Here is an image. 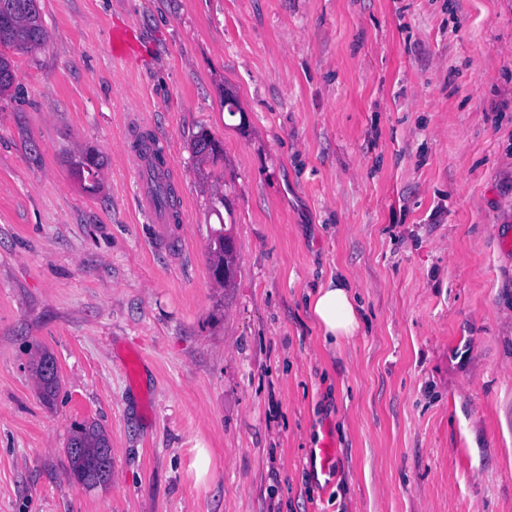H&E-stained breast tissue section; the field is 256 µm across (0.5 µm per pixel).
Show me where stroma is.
Instances as JSON below:
<instances>
[{
	"label": "stroma",
	"instance_id": "35a3bbf8",
	"mask_svg": "<svg viewBox=\"0 0 512 512\" xmlns=\"http://www.w3.org/2000/svg\"><path fill=\"white\" fill-rule=\"evenodd\" d=\"M39 7L47 44L0 95V512H512V0ZM121 24L143 55L113 57ZM145 132L179 177L166 243L121 152ZM336 275L363 327L327 350L303 300ZM83 422L112 448L92 487ZM192 150L200 161L211 160L212 163H215L221 152L218 140L207 130H201L194 136ZM220 226L219 229L214 230L210 242V270L224 268V278L215 280L224 283V287H227L234 275L236 251L233 238L229 230L226 229V225ZM46 359L55 360L51 354H49L48 352H43L39 357L38 361L36 362V364L34 365L33 369L38 380L42 397L46 401H50L54 398L58 391L59 377L58 370L56 375L53 374L55 373L57 368V363L55 361H47L43 366V371L46 373V375L42 373L41 365L42 362ZM108 442L107 435L95 423L81 424L72 430L66 452L70 474L76 482L90 486L93 481L105 482L110 478L112 457L107 460L106 464L103 463L107 471L101 477L94 480H91L90 477L98 465L101 453L105 458L111 455L112 448H106ZM73 447H77L79 450L73 451ZM100 448H102L101 453Z\"/></svg>",
	"mask_w": 512,
	"mask_h": 512
}]
</instances>
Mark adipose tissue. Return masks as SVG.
<instances>
[{
	"label": "adipose tissue",
	"instance_id": "obj_1",
	"mask_svg": "<svg viewBox=\"0 0 512 512\" xmlns=\"http://www.w3.org/2000/svg\"><path fill=\"white\" fill-rule=\"evenodd\" d=\"M306 310L321 332L324 347L333 349L360 328L356 292L342 276L328 279L306 295Z\"/></svg>",
	"mask_w": 512,
	"mask_h": 512
}]
</instances>
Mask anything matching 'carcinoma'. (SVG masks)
Listing matches in <instances>:
<instances>
[{"label":"carcinoma","mask_w":512,"mask_h":512,"mask_svg":"<svg viewBox=\"0 0 512 512\" xmlns=\"http://www.w3.org/2000/svg\"><path fill=\"white\" fill-rule=\"evenodd\" d=\"M47 31L42 23L38 0H0V94L8 91L14 83V70L9 51H32L45 47ZM192 150L200 160L216 161L221 148L218 140L208 131L202 130L194 136ZM210 268L224 269L222 283L227 284L234 275L236 253L233 238L226 225L214 230L210 242ZM53 356L44 352L34 365L42 397L50 401L59 388V377L45 375L41 365ZM107 435L95 423L81 424L72 430L66 448L71 477L78 483H93L90 474L101 458L100 449L106 447Z\"/></svg>","instance_id":"1"}]
</instances>
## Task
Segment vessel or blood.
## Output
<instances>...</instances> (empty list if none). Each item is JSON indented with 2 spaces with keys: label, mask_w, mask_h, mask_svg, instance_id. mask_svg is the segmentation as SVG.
Instances as JSON below:
<instances>
[{
  "label": "vessel or blood",
  "mask_w": 512,
  "mask_h": 512,
  "mask_svg": "<svg viewBox=\"0 0 512 512\" xmlns=\"http://www.w3.org/2000/svg\"><path fill=\"white\" fill-rule=\"evenodd\" d=\"M166 143L162 138H155L152 144L144 147H136L129 144L124 148V154L130 165L138 175V195L141 210L150 223L159 227V237L161 240H168L171 219L170 217L157 209L154 202V182L152 175L154 171H169V164H158L154 154L158 151H165Z\"/></svg>",
  "instance_id": "b4317fda"
}]
</instances>
